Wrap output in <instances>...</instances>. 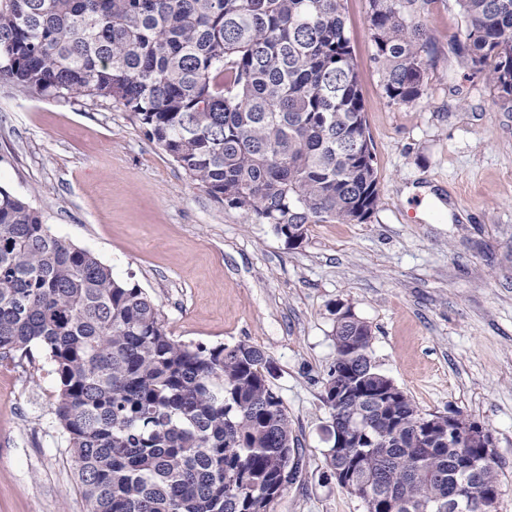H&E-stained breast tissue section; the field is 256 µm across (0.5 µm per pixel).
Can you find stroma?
<instances>
[{"label":"stroma","instance_id":"1","mask_svg":"<svg viewBox=\"0 0 512 512\" xmlns=\"http://www.w3.org/2000/svg\"><path fill=\"white\" fill-rule=\"evenodd\" d=\"M369 0H344L378 168L362 224H312L289 247L215 200L127 112L0 83V185L45 212L154 300L175 340L247 343L299 440L300 470L272 512H364L324 479L332 445L323 383L336 307L374 333L373 357L422 412H462L490 431L493 512H512V111L454 51L457 0H428L425 93L390 100L373 61ZM44 350L0 369V512H86L53 414Z\"/></svg>","mask_w":512,"mask_h":512}]
</instances>
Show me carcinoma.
I'll list each match as a JSON object with an SVG mask.
<instances>
[{
  "mask_svg": "<svg viewBox=\"0 0 512 512\" xmlns=\"http://www.w3.org/2000/svg\"><path fill=\"white\" fill-rule=\"evenodd\" d=\"M419 0H369L387 97L424 92ZM456 52L512 110V0H457ZM343 0H0V83L128 112L209 195L273 226L362 224L378 177ZM327 466L365 512H492L493 458L446 436L372 358L359 319L333 329ZM46 352L56 421L88 512H272L298 454L265 352L174 340L140 285L56 236L0 186V359Z\"/></svg>",
  "mask_w": 512,
  "mask_h": 512,
  "instance_id": "carcinoma-1",
  "label": "carcinoma"
}]
</instances>
